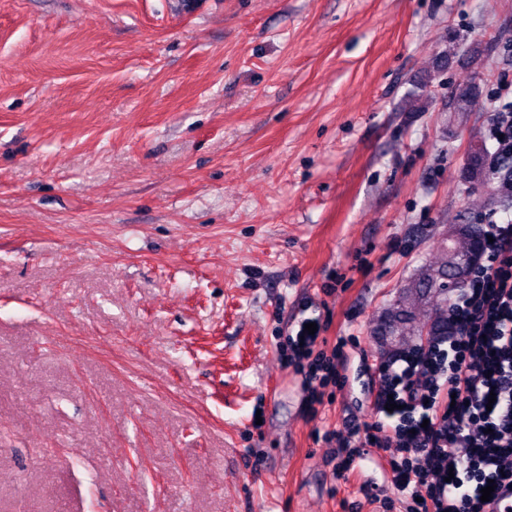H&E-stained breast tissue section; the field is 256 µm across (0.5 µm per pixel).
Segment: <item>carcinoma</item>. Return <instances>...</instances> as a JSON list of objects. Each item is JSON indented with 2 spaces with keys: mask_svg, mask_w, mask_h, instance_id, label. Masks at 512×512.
I'll return each instance as SVG.
<instances>
[{
  "mask_svg": "<svg viewBox=\"0 0 512 512\" xmlns=\"http://www.w3.org/2000/svg\"><path fill=\"white\" fill-rule=\"evenodd\" d=\"M480 159L486 162L487 182L495 184V191L483 194L469 193L468 210L481 214L499 207H512V151H501L489 159L487 149H481ZM448 240L439 243L437 255L400 291L399 295L380 316L375 334L400 336L403 352L419 354L425 351L422 337L430 336L434 344L440 336L448 335L452 319L448 310V285L459 283L468 276L466 260L476 249L481 228L468 221L453 226Z\"/></svg>",
  "mask_w": 512,
  "mask_h": 512,
  "instance_id": "obj_1",
  "label": "carcinoma"
}]
</instances>
